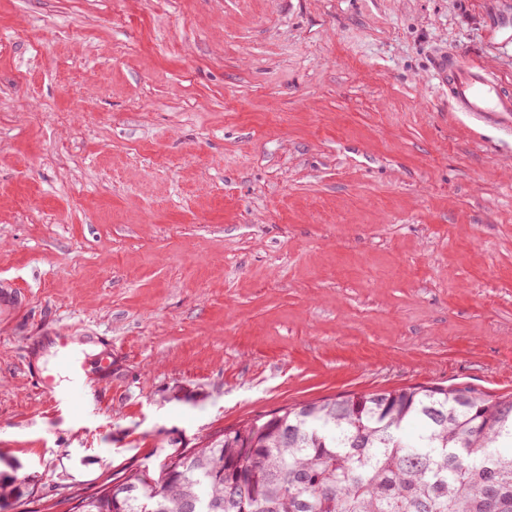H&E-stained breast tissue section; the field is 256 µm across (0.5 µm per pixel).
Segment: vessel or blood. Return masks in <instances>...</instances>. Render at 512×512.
Instances as JSON below:
<instances>
[{
	"instance_id": "b4317fda",
	"label": "vessel or blood",
	"mask_w": 512,
	"mask_h": 512,
	"mask_svg": "<svg viewBox=\"0 0 512 512\" xmlns=\"http://www.w3.org/2000/svg\"><path fill=\"white\" fill-rule=\"evenodd\" d=\"M437 74L448 85L456 111L472 116L504 113L512 116V91L505 89L483 66L452 52L434 61ZM27 300L26 294L7 281L0 282V316L10 315ZM58 357V373H65L69 384L60 387L55 375L39 376L37 383L54 402L72 407L84 401L83 363L71 356L70 339L64 332L52 338Z\"/></svg>"
}]
</instances>
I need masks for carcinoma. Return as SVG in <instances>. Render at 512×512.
Here are the masks:
<instances>
[{
  "label": "carcinoma",
  "instance_id": "carcinoma-1",
  "mask_svg": "<svg viewBox=\"0 0 512 512\" xmlns=\"http://www.w3.org/2000/svg\"><path fill=\"white\" fill-rule=\"evenodd\" d=\"M70 512H512V397L415 385L283 407ZM131 497L112 505L109 485Z\"/></svg>",
  "mask_w": 512,
  "mask_h": 512
}]
</instances>
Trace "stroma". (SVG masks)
Listing matches in <instances>:
<instances>
[{
	"label": "stroma",
	"mask_w": 512,
	"mask_h": 512,
	"mask_svg": "<svg viewBox=\"0 0 512 512\" xmlns=\"http://www.w3.org/2000/svg\"><path fill=\"white\" fill-rule=\"evenodd\" d=\"M450 51L512 88V0H0L25 512L308 400L512 396V133L453 110ZM57 329L94 347L83 413L35 380Z\"/></svg>",
	"instance_id": "stroma-1"
}]
</instances>
